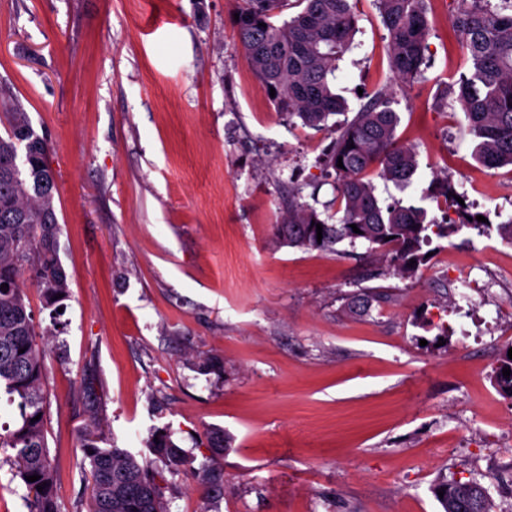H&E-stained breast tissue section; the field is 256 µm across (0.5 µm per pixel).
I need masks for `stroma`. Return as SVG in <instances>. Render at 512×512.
Returning a JSON list of instances; mask_svg holds the SVG:
<instances>
[{
    "instance_id": "1",
    "label": "stroma",
    "mask_w": 512,
    "mask_h": 512,
    "mask_svg": "<svg viewBox=\"0 0 512 512\" xmlns=\"http://www.w3.org/2000/svg\"><path fill=\"white\" fill-rule=\"evenodd\" d=\"M237 0H0V79L52 144L59 255L70 294L44 331L47 437L61 512H88L81 378L95 363L107 442L158 467L169 512H442L434 489L476 482L512 512V284L459 308L440 255L409 278L369 274L366 246H282L292 185L321 216L334 192L319 159L368 94L386 93L419 171L373 176L383 203L422 200L445 174L471 211L512 218V167L489 169L449 88L468 59L430 13L428 63L410 87L389 34L358 0L355 46L335 87L347 102L323 130L289 124L256 79L233 26ZM382 289L368 315L349 295ZM224 429L220 454L207 429ZM167 431L186 462L148 440ZM212 456L224 496L193 470Z\"/></svg>"
}]
</instances>
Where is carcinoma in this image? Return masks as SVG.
Masks as SVG:
<instances>
[{
	"label": "carcinoma",
	"instance_id": "obj_1",
	"mask_svg": "<svg viewBox=\"0 0 512 512\" xmlns=\"http://www.w3.org/2000/svg\"><path fill=\"white\" fill-rule=\"evenodd\" d=\"M357 0H239L234 21L239 44L265 91L275 89L277 110L302 125L324 127L344 103L333 92L336 62L353 47ZM449 21L469 56L468 74L450 89L462 105L471 133L478 139L476 158L485 167L512 166V0H454ZM389 32L387 46L393 77L410 84L424 73L430 22L427 0H375ZM0 397L16 406L13 423L0 424V452L9 460L26 490L28 512H59L57 485L46 437V366L37 341L36 323L23 277L37 288L45 307H57L69 297L67 275L59 256V222L55 207L57 185L48 164L50 143L39 135L28 112L10 86L0 82ZM398 113L382 94L375 95L352 121L342 126L326 153L325 169L334 172L338 222L328 223L301 202L302 188L288 190L290 203L278 225L281 243L290 248L336 251L368 246L400 275L416 272L428 261L422 248L433 238H448L468 229H496L512 244V218L496 226L468 220L448 178L433 184L453 209L439 224L426 222L424 209L413 203L383 204L367 180L372 169L399 184L417 172V153L396 138ZM28 163L17 161L20 153ZM343 167H337V162ZM322 225L317 239L316 225ZM359 232H353L351 225ZM416 264H411V261ZM61 298H56V295ZM385 297L362 290L349 298L354 313H368L371 302ZM88 418L80 447L89 476L88 512H168L159 474L126 448L103 446L104 402L93 367L82 379ZM150 447L174 466L180 449L166 433L155 431ZM38 475L29 482L26 477ZM208 498L223 495L221 474L201 463L194 471ZM43 491H38V488ZM443 512H490L484 488L469 482H442Z\"/></svg>",
	"mask_w": 512,
	"mask_h": 512
}]
</instances>
